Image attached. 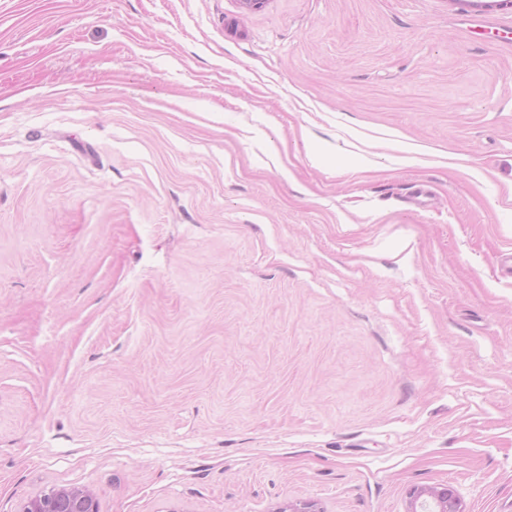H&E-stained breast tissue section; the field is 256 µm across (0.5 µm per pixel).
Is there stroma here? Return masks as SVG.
I'll return each mask as SVG.
<instances>
[{
  "label": "stroma",
  "mask_w": 512,
  "mask_h": 512,
  "mask_svg": "<svg viewBox=\"0 0 512 512\" xmlns=\"http://www.w3.org/2000/svg\"><path fill=\"white\" fill-rule=\"evenodd\" d=\"M417 486L512 512V7L0 0V512ZM94 496L77 487L53 488L30 499L22 512H94Z\"/></svg>",
  "instance_id": "1"
}]
</instances>
